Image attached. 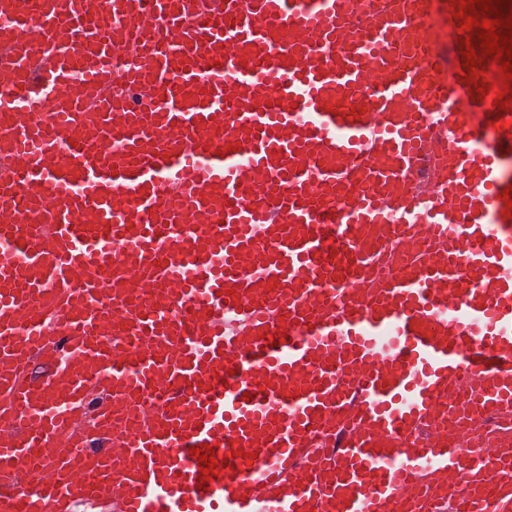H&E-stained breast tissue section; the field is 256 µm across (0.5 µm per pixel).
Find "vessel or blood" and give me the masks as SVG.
I'll return each instance as SVG.
<instances>
[{
    "label": "vessel or blood",
    "instance_id": "vessel-or-blood-1",
    "mask_svg": "<svg viewBox=\"0 0 512 512\" xmlns=\"http://www.w3.org/2000/svg\"><path fill=\"white\" fill-rule=\"evenodd\" d=\"M456 11L6 0L0 512H512V112Z\"/></svg>",
    "mask_w": 512,
    "mask_h": 512
}]
</instances>
